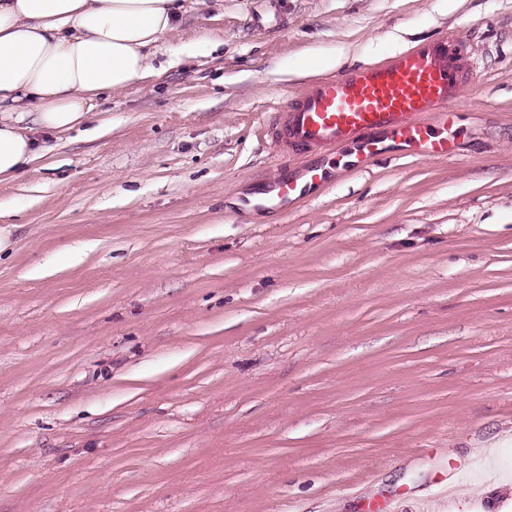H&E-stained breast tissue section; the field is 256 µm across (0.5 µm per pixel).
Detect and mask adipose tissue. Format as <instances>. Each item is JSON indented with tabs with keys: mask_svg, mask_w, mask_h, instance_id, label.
Instances as JSON below:
<instances>
[{
	"mask_svg": "<svg viewBox=\"0 0 512 512\" xmlns=\"http://www.w3.org/2000/svg\"><path fill=\"white\" fill-rule=\"evenodd\" d=\"M207 0H0V183L37 156L33 134L87 121L98 98L160 75V40Z\"/></svg>",
	"mask_w": 512,
	"mask_h": 512,
	"instance_id": "obj_1",
	"label": "adipose tissue"
}]
</instances>
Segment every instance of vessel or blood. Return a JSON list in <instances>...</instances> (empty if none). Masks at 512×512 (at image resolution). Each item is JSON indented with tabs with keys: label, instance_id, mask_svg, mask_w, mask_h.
Listing matches in <instances>:
<instances>
[{
	"label": "vessel or blood",
	"instance_id": "obj_1",
	"mask_svg": "<svg viewBox=\"0 0 512 512\" xmlns=\"http://www.w3.org/2000/svg\"><path fill=\"white\" fill-rule=\"evenodd\" d=\"M479 82L468 41L446 32L316 82L277 113L268 135L284 156L303 150L328 157L353 146V165L360 169L397 148L425 160L446 159L457 151L449 135L455 108ZM326 178L323 166H311L301 179H276L271 191L285 203Z\"/></svg>",
	"mask_w": 512,
	"mask_h": 512
}]
</instances>
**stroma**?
I'll return each mask as SVG.
<instances>
[{"mask_svg": "<svg viewBox=\"0 0 512 512\" xmlns=\"http://www.w3.org/2000/svg\"><path fill=\"white\" fill-rule=\"evenodd\" d=\"M446 161L288 206L260 132L444 31ZM0 185V512H512V0H223Z\"/></svg>", "mask_w": 512, "mask_h": 512, "instance_id": "35a3bbf8", "label": "stroma"}]
</instances>
